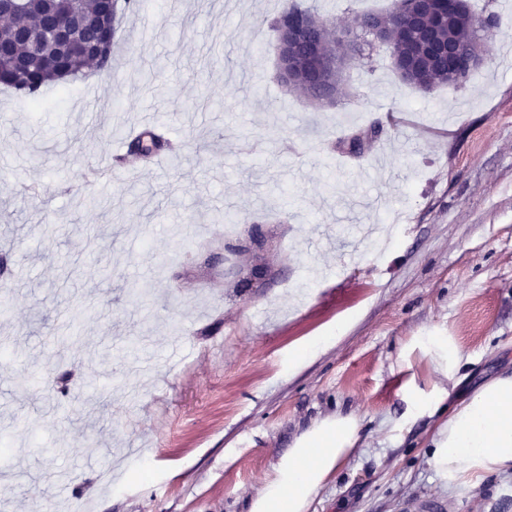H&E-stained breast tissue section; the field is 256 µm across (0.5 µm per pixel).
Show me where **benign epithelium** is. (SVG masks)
Wrapping results in <instances>:
<instances>
[{"label": "benign epithelium", "instance_id": "benign-epithelium-1", "mask_svg": "<svg viewBox=\"0 0 512 512\" xmlns=\"http://www.w3.org/2000/svg\"><path fill=\"white\" fill-rule=\"evenodd\" d=\"M399 6L400 10L392 17L359 15L353 29H316L291 22L283 25L276 35L279 79L290 83L304 75L317 100L335 101L336 82L330 79V74L355 50L354 29L384 43L395 20L404 32L406 52L397 56L392 51L390 55L403 81L415 85L425 66L437 64L447 68L461 84L482 67L487 41L491 40L490 31L481 35L477 49L442 37V31L452 24L461 28L475 26L468 0H399ZM91 28L99 29L97 37L81 40L80 33ZM22 38L33 52L52 45L103 62L108 59L112 45V26L99 23L96 17L85 14L77 6L64 19L46 28L26 31Z\"/></svg>", "mask_w": 512, "mask_h": 512}]
</instances>
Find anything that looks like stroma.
Instances as JSON below:
<instances>
[{"mask_svg":"<svg viewBox=\"0 0 512 512\" xmlns=\"http://www.w3.org/2000/svg\"><path fill=\"white\" fill-rule=\"evenodd\" d=\"M341 27L392 0H302ZM460 87L401 81L370 41L335 104L278 78L285 0H149L103 74L39 104L0 86V512H250L296 439L336 413L359 442L308 512H512V474L446 483L433 420L512 369V16ZM160 162L114 153L149 114ZM261 227L264 249L235 253ZM264 265L266 277L250 271ZM68 376V396L57 380ZM111 471V482L101 475ZM427 351L434 358L436 370L448 381L457 385L460 371L461 356L459 350L453 346L449 336H427L422 342ZM406 401L416 412L429 411L432 414L442 413L444 409H441L446 397H448V391L442 387H435L430 393L426 394L420 390L415 384L406 385Z\"/></svg>","mask_w":512,"mask_h":512,"instance_id":"obj_1","label":"stroma"}]
</instances>
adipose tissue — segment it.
Listing matches in <instances>:
<instances>
[{"label":"adipose tissue","instance_id":"obj_1","mask_svg":"<svg viewBox=\"0 0 512 512\" xmlns=\"http://www.w3.org/2000/svg\"><path fill=\"white\" fill-rule=\"evenodd\" d=\"M444 388L424 392L408 385L405 399L416 412L437 414L430 464L456 481L512 468V374L496 377L449 411ZM360 423L351 414L325 419L303 433L283 455L251 512H308L313 497L348 458Z\"/></svg>","mask_w":512,"mask_h":512}]
</instances>
